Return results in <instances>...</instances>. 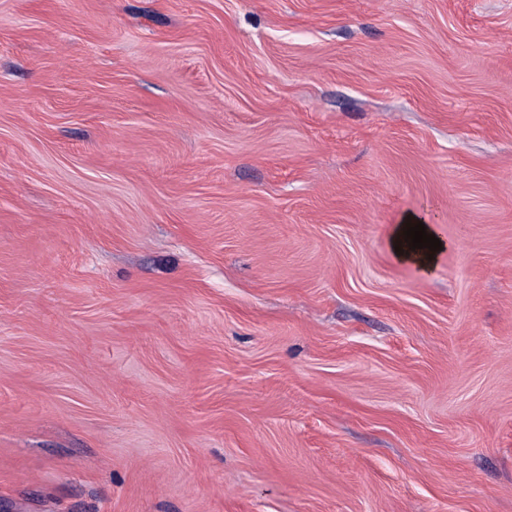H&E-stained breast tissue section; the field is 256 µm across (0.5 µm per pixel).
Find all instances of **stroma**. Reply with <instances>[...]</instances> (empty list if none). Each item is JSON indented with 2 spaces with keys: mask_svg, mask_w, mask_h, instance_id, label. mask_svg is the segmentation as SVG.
Segmentation results:
<instances>
[{
  "mask_svg": "<svg viewBox=\"0 0 512 512\" xmlns=\"http://www.w3.org/2000/svg\"><path fill=\"white\" fill-rule=\"evenodd\" d=\"M0 499L512 512V0H0ZM403 227H406V223L400 224L398 226L393 238L394 249L395 244H399V247H401L404 250L403 254H399V252L396 253L397 257L401 261L415 264L423 270H429L434 263V259L438 250L435 252L430 251L428 248L411 250L410 247L407 246L408 242L407 245L405 243ZM429 254H433L432 260H429Z\"/></svg>",
  "mask_w": 512,
  "mask_h": 512,
  "instance_id": "35a3bbf8",
  "label": "stroma"
}]
</instances>
